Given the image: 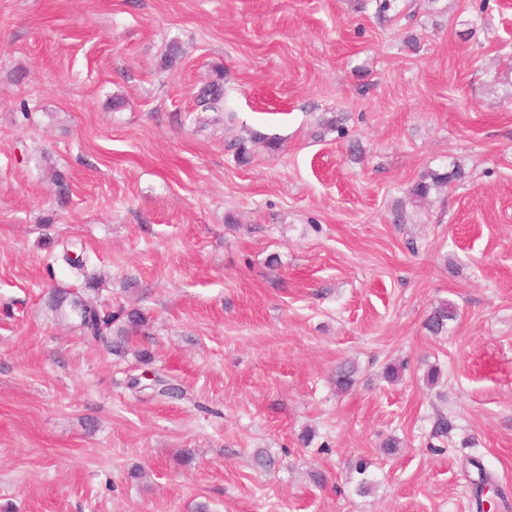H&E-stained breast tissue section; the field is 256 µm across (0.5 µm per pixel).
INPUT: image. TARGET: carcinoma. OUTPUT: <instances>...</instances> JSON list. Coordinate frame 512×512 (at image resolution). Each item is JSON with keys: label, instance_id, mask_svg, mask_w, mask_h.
Wrapping results in <instances>:
<instances>
[{"label": "carcinoma", "instance_id": "1", "mask_svg": "<svg viewBox=\"0 0 512 512\" xmlns=\"http://www.w3.org/2000/svg\"><path fill=\"white\" fill-rule=\"evenodd\" d=\"M464 172L458 166L449 171H429L410 189L411 198L423 200L435 187L450 184L462 179ZM84 248L77 243H69L64 260L80 275H85L86 261ZM70 307V312L79 323L82 338L87 344H97L112 340L113 350L120 352L126 348L131 336L137 334L147 323V318L136 309H119L115 312L104 311L83 297L67 292H58L52 297V308L56 311ZM456 317L452 304L443 302L428 317L426 328L433 334L441 333L448 322Z\"/></svg>", "mask_w": 512, "mask_h": 512}]
</instances>
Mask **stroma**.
Masks as SVG:
<instances>
[{
	"label": "stroma",
	"mask_w": 512,
	"mask_h": 512,
	"mask_svg": "<svg viewBox=\"0 0 512 512\" xmlns=\"http://www.w3.org/2000/svg\"><path fill=\"white\" fill-rule=\"evenodd\" d=\"M411 2L0 0V512H512V0ZM463 176L464 172L458 166H453L450 171L445 172L428 171L410 189L411 199H426L433 188L461 180ZM51 305L55 311L62 310L65 305L70 307L85 343L107 342L112 336V349L115 352H122L130 336L136 335L147 323V318L139 310L121 308L115 312L103 311L81 296L62 291L52 297ZM456 317V309L452 304L443 302L428 317L426 328L433 334L441 333L448 325V321Z\"/></svg>",
	"instance_id": "stroma-1"
}]
</instances>
